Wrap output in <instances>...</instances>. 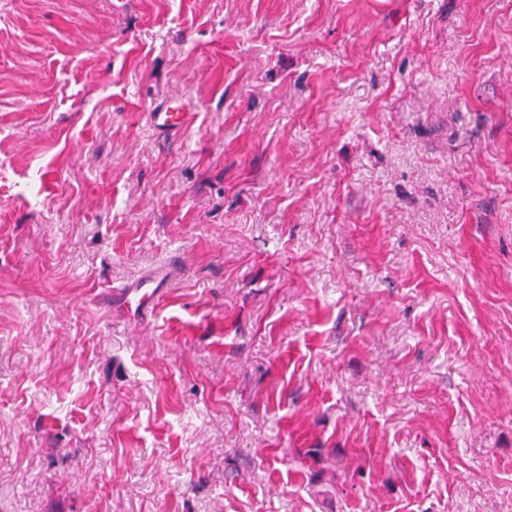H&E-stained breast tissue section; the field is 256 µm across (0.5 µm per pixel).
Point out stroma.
I'll list each match as a JSON object with an SVG mask.
<instances>
[{
  "mask_svg": "<svg viewBox=\"0 0 512 512\" xmlns=\"http://www.w3.org/2000/svg\"><path fill=\"white\" fill-rule=\"evenodd\" d=\"M0 512H512V0H0ZM158 287L157 276L145 277L121 294L123 304L134 311L144 312L153 309L158 296Z\"/></svg>",
  "mask_w": 512,
  "mask_h": 512,
  "instance_id": "stroma-1",
  "label": "stroma"
}]
</instances>
